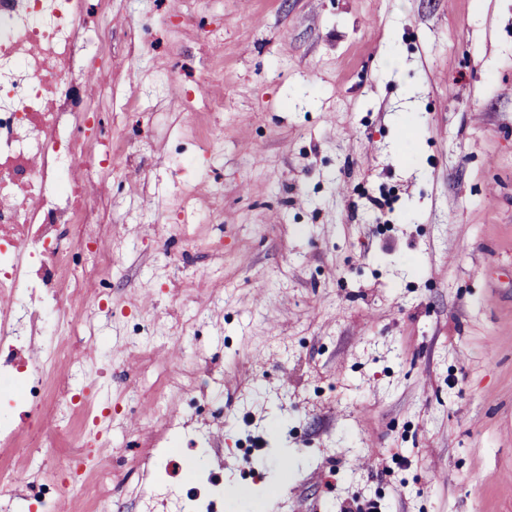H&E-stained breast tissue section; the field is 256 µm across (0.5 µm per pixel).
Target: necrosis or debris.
Masks as SVG:
<instances>
[{
    "instance_id": "necrosis-or-debris-1",
    "label": "necrosis or debris",
    "mask_w": 512,
    "mask_h": 512,
    "mask_svg": "<svg viewBox=\"0 0 512 512\" xmlns=\"http://www.w3.org/2000/svg\"><path fill=\"white\" fill-rule=\"evenodd\" d=\"M108 0H0V396L27 409L30 435L0 413V443L30 446L29 485L43 512L71 488L103 512L110 473L95 467L112 414L57 379L75 350L84 310L79 289L100 284L111 262L89 193L112 173L122 146L98 138L103 124L87 91L90 69L110 35ZM39 356H32L33 347ZM68 450L69 470H49L44 451Z\"/></svg>"
}]
</instances>
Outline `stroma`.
I'll list each match as a JSON object with an SVG mask.
<instances>
[{
  "mask_svg": "<svg viewBox=\"0 0 512 512\" xmlns=\"http://www.w3.org/2000/svg\"><path fill=\"white\" fill-rule=\"evenodd\" d=\"M105 22L112 304L84 290L98 370L58 375L112 408L107 512H144L141 459L177 455L246 491L224 512H512V0H112Z\"/></svg>",
  "mask_w": 512,
  "mask_h": 512,
  "instance_id": "1",
  "label": "stroma"
}]
</instances>
